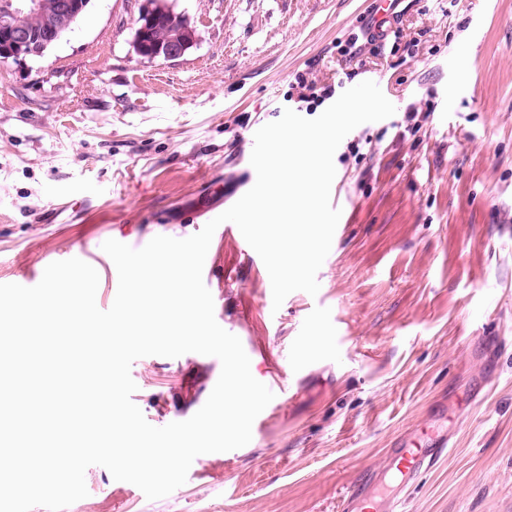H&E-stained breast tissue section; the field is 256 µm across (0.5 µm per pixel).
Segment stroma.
<instances>
[{
  "label": "stroma",
  "mask_w": 512,
  "mask_h": 512,
  "mask_svg": "<svg viewBox=\"0 0 512 512\" xmlns=\"http://www.w3.org/2000/svg\"><path fill=\"white\" fill-rule=\"evenodd\" d=\"M142 2L91 0L43 56L0 65V284L78 258L111 307L103 243L186 238L234 204L254 184L255 132L306 112L296 75L374 81L396 112L350 132L361 156L334 154L341 217L317 295L271 311L238 242L212 238L218 324L263 349L255 379L290 387L262 433L157 500L90 466L66 512H340L395 436L469 388L483 401L458 409L454 448L402 508L512 512V0H401L397 52L363 49L353 79L337 46L359 35L366 0H176L196 40L175 61L135 53ZM411 106L419 129L397 136ZM490 334L507 345L487 375ZM220 371L213 356H145L132 400L153 426L187 419Z\"/></svg>",
  "instance_id": "1"
}]
</instances>
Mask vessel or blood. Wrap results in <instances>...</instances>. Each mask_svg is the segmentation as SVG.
<instances>
[{
    "instance_id": "b4317fda",
    "label": "vessel or blood",
    "mask_w": 512,
    "mask_h": 512,
    "mask_svg": "<svg viewBox=\"0 0 512 512\" xmlns=\"http://www.w3.org/2000/svg\"><path fill=\"white\" fill-rule=\"evenodd\" d=\"M447 419V414H438L433 426L408 430L391 440L385 465L366 470L356 479L343 498L341 512H396L402 487L453 448L444 426Z\"/></svg>"
}]
</instances>
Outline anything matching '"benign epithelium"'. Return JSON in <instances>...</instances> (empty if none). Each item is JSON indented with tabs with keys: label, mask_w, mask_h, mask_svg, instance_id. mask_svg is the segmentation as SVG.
Returning <instances> with one entry per match:
<instances>
[{
	"label": "benign epithelium",
	"mask_w": 512,
	"mask_h": 512,
	"mask_svg": "<svg viewBox=\"0 0 512 512\" xmlns=\"http://www.w3.org/2000/svg\"><path fill=\"white\" fill-rule=\"evenodd\" d=\"M88 0H61L56 18L51 21L46 33L38 34L13 22L21 15H30L39 11L40 0H6L0 4V63L20 64L32 56H43L47 47L59 39L60 33L72 29ZM186 38L168 45L163 50V58L176 60L181 58L187 48L194 43L195 33L190 25H185Z\"/></svg>",
	"instance_id": "7a95c632"
}]
</instances>
